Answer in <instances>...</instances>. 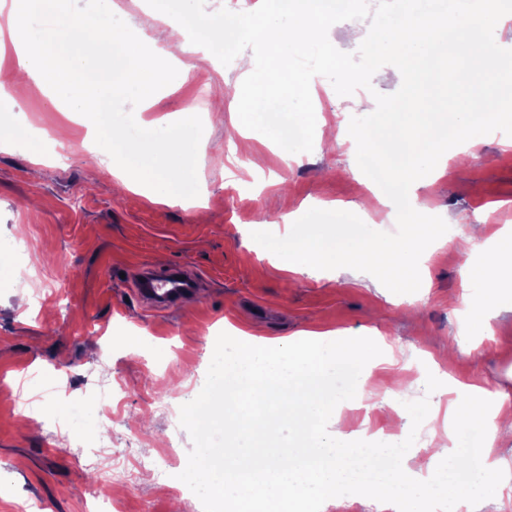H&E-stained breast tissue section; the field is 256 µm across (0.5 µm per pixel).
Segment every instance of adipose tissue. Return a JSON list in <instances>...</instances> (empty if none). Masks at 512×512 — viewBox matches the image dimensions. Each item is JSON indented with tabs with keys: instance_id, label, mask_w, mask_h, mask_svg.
<instances>
[{
	"instance_id": "ef3b65f1",
	"label": "adipose tissue",
	"mask_w": 512,
	"mask_h": 512,
	"mask_svg": "<svg viewBox=\"0 0 512 512\" xmlns=\"http://www.w3.org/2000/svg\"><path fill=\"white\" fill-rule=\"evenodd\" d=\"M68 2L12 0L16 14L32 17L46 12L56 22L48 29L24 27L13 33L16 62L0 74V82L17 91L30 78L52 89L83 86L86 92L78 110L89 117L102 108L99 88L111 87L116 95L138 91L149 81L152 69L120 27L103 31L101 41L111 45L112 54L102 67H78L74 59L83 54L85 45L77 35L90 30L92 24L71 17ZM165 22L177 36L172 48L163 51L170 66L160 80L167 83L188 72L184 55L201 51L202 46L180 21ZM495 251L496 258L470 266L468 282L492 291L491 302L499 305L512 290V236L498 237ZM362 350L361 343L339 347L330 334L316 332L289 341L284 349L276 345L260 349L249 338L234 341L232 356L224 363V402L208 410L223 421L227 441L221 452L200 451L202 485L222 512H326L330 507L341 510L359 498L387 503L394 512H425L438 489L455 510L484 512L497 502L499 484L476 492L446 480L447 472L468 464L470 454L449 450L447 433L435 429L427 447L415 449L392 472L364 483L359 475L367 453L344 447V430L320 437L311 457L270 443L258 447L259 436H270L272 426L298 425L319 417L326 405L311 393V379L327 375L330 369L360 356ZM481 393V387L468 386L464 402L449 406V419L461 424L480 422L491 445L512 439V397L487 401Z\"/></svg>"
}]
</instances>
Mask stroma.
Instances as JSON below:
<instances>
[{"mask_svg": "<svg viewBox=\"0 0 512 512\" xmlns=\"http://www.w3.org/2000/svg\"><path fill=\"white\" fill-rule=\"evenodd\" d=\"M145 0H71L73 13L124 26L155 68L167 69L157 34L143 27ZM241 73L214 55L198 57L173 87L144 89L150 107L135 112L136 95H106L105 111L135 125L143 153L130 155L110 139L101 117H81V89L60 92L29 81L15 107L0 111V512L40 501L43 512H107L108 497L127 512H215L191 475L197 453L221 425L200 432L188 420L169 418L159 403L177 398L208 402L221 392L224 352L231 337L285 342L307 332L331 333L336 341H364L372 359L392 354L404 387L384 392L363 384L360 373L339 366L326 377L329 401L350 416L347 447L361 433L374 434L376 454L403 461L428 432L440 399V375L475 384L488 395L512 394V306L502 307L488 327L465 332L456 298L462 292L470 249L454 232L431 253L423 287L396 294L367 277L343 276L335 292L325 274L291 276L282 260L251 238L256 230L283 237L286 213L364 207L363 222L392 233L386 206L368 207L365 175L349 144L327 152L313 148L287 158L284 149L253 131L232 134L236 104L224 102L213 121L208 103L239 83ZM317 124L348 133L353 96L338 95L316 77ZM193 115H185L186 106ZM176 144L169 158L161 142ZM264 154L262 173L249 174V150ZM131 158L149 183L170 182L177 197L195 183L206 212L162 206L114 189L110 169ZM417 211L453 221L458 212L483 219L487 235L512 233V147L499 137L471 138L464 162H453L416 192ZM28 240L19 255L16 241ZM185 266L198 286L183 304L151 311L134 295L127 271ZM59 292L60 303L45 297ZM384 352H376V342ZM463 343L467 352L447 362L443 348ZM112 383L111 402H100L94 384ZM38 407L18 417L22 404ZM406 414L408 432L391 429L389 404ZM73 430L88 437L100 423L120 419L108 448L84 457L54 442L52 433L71 408ZM124 474L120 485L112 471Z\"/></svg>", "mask_w": 512, "mask_h": 512, "instance_id": "1", "label": "stroma"}]
</instances>
